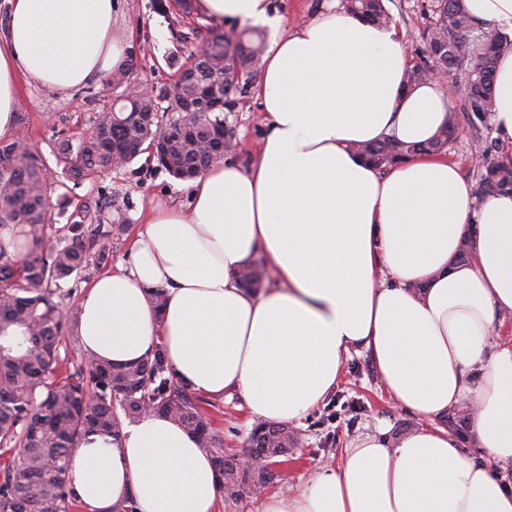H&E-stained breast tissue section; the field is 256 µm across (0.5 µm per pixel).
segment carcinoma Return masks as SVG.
I'll return each mask as SVG.
<instances>
[{"label":"carcinoma","mask_w":512,"mask_h":512,"mask_svg":"<svg viewBox=\"0 0 512 512\" xmlns=\"http://www.w3.org/2000/svg\"><path fill=\"white\" fill-rule=\"evenodd\" d=\"M343 2L377 27L393 21L384 0ZM429 7L431 22L422 34L421 61L407 70V86L433 79L436 71L464 86L462 112L485 158L474 167L475 195L512 193V160L492 157L487 145L497 63L500 55L512 51V35L474 19L463 0H430ZM208 43L206 56L231 94L246 92L260 68L262 34L215 32ZM190 94L186 86H164L150 97H127L116 111L102 109L90 136L62 148L60 164L76 185L130 165L140 152L128 153L122 144L139 140L144 152L156 135L176 132L180 114L171 101ZM222 120L210 114L201 120L196 136L172 141L164 170L188 180L185 171L197 175L207 168L209 153L198 143ZM458 130L452 114L448 127L426 145L386 139L357 144L355 150L378 166L394 164L420 152L442 153ZM52 180L53 172L39 153L19 151L14 140L0 143V228L19 226L27 240L19 262L0 251V450L7 455V465L0 470V512H69L81 507L69 473L73 449L87 433L116 436L122 419L133 421L146 412L160 413L198 437L200 448L212 457L224 501L237 503L270 483L266 471L252 465L242 468L235 457L224 455L223 440L212 431L189 388L174 376L160 348L124 365L86 355L66 383L52 380L67 323L60 318L61 302L55 296L61 284L81 280L89 265L108 263L114 236L126 222L124 216L113 218L118 204L108 196L93 207L83 205L81 219L51 241L46 226ZM296 443L288 426L260 424L250 435V453L269 462L288 454Z\"/></svg>","instance_id":"cac0c4a2"}]
</instances>
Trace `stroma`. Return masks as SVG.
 Segmentation results:
<instances>
[{"mask_svg":"<svg viewBox=\"0 0 512 512\" xmlns=\"http://www.w3.org/2000/svg\"><path fill=\"white\" fill-rule=\"evenodd\" d=\"M151 0H118L120 30L129 39L128 53L138 77L148 85L170 82L178 68L188 63L191 51L209 36V25L198 22V35L190 42L179 38V25L157 14ZM428 0H392L395 24L404 31L411 61H418L422 47L420 34L428 20ZM114 92L102 79L92 80L88 89L70 98L60 99L48 91L28 83L19 88V114L25 115L24 130L28 146L51 166L57 180L67 176L56 161L62 141H77L89 132L101 108L110 106ZM226 122L243 148L237 159L243 160L259 147L265 121L253 93L237 96L233 112ZM119 190V204L127 218V229L121 233L112 250V263L129 259L131 243L143 225L151 202L166 200L186 202L189 188L160 169L156 162L139 158L127 168L101 174L74 186L70 196L74 204L96 198L100 188ZM200 405L213 432L224 441L225 454L246 461V445L251 427L250 417L238 399L202 397ZM390 425L391 435L398 436L418 427L413 415L396 407L383 391L379 376L367 356L354 354L344 363V375L330 395L307 417L294 423L298 443L288 457V478L253 491L238 503L222 504L218 512H256L260 497L302 485L310 473L325 464L336 463L350 438L378 424Z\"/></svg>","mask_w":512,"mask_h":512,"instance_id":"35a3bbf8","label":"stroma"}]
</instances>
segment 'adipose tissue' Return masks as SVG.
<instances>
[{
    "instance_id": "ef3b65f1",
    "label": "adipose tissue",
    "mask_w": 512,
    "mask_h": 512,
    "mask_svg": "<svg viewBox=\"0 0 512 512\" xmlns=\"http://www.w3.org/2000/svg\"><path fill=\"white\" fill-rule=\"evenodd\" d=\"M0 136L20 81L66 98L127 67L113 0H7ZM200 19L268 29L255 94L265 114L249 162L212 163L187 207L151 203L127 265L96 276L77 306L86 354L113 363L162 347L199 393L237 395L251 419L290 423L367 355L388 396L419 419L349 441L300 488L258 512H512V195L476 197L456 164L421 154L381 170L356 143L431 141L448 123L434 81L405 85L406 41L336 5L289 26L271 0H195ZM497 135L512 145V53L494 85ZM260 289L241 279L256 257ZM465 412L481 451L442 426ZM87 512L133 497L137 512H217L213 462L196 438L147 412L70 457Z\"/></svg>"
}]
</instances>
